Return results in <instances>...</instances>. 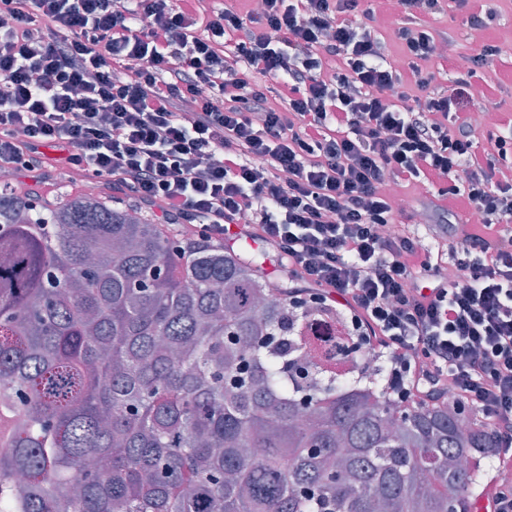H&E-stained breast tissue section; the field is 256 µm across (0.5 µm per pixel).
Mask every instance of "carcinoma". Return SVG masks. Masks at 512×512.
<instances>
[{"label": "carcinoma", "mask_w": 512, "mask_h": 512, "mask_svg": "<svg viewBox=\"0 0 512 512\" xmlns=\"http://www.w3.org/2000/svg\"><path fill=\"white\" fill-rule=\"evenodd\" d=\"M264 263L0 190V512H465L483 433L313 360L336 307L298 310Z\"/></svg>", "instance_id": "obj_1"}]
</instances>
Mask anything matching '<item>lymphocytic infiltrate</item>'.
Masks as SVG:
<instances>
[{
    "instance_id": "f902f5d3",
    "label": "lymphocytic infiltrate",
    "mask_w": 512,
    "mask_h": 512,
    "mask_svg": "<svg viewBox=\"0 0 512 512\" xmlns=\"http://www.w3.org/2000/svg\"><path fill=\"white\" fill-rule=\"evenodd\" d=\"M442 0H397L407 57L373 20L380 0H0V171L64 165L199 237H242L287 266L288 295L331 302L385 361L390 401H444L512 469V121L480 149L477 71L436 78L452 31ZM269 78L268 86L253 81ZM62 158L48 156V149ZM436 185L422 202L458 260L395 224L388 183ZM479 214L456 223L457 208ZM394 224L384 236L380 225Z\"/></svg>"
}]
</instances>
